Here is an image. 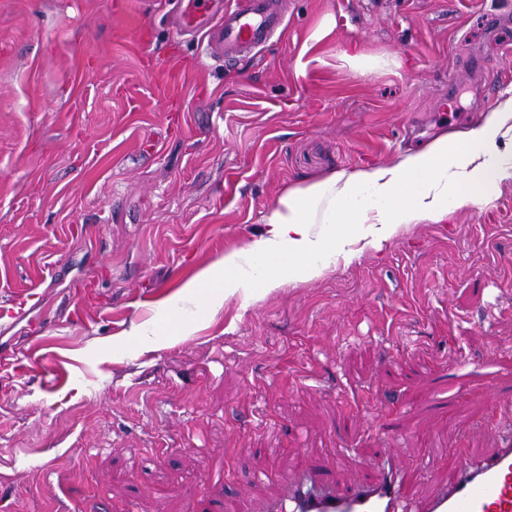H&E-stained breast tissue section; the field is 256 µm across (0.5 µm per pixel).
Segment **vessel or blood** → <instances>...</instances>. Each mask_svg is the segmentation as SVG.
<instances>
[{"label":"vessel or blood","mask_w":512,"mask_h":512,"mask_svg":"<svg viewBox=\"0 0 512 512\" xmlns=\"http://www.w3.org/2000/svg\"><path fill=\"white\" fill-rule=\"evenodd\" d=\"M210 0H181L179 25L203 34L205 50L224 62L237 61L277 36L286 14L278 0H233L221 9L223 21L213 25ZM382 480L339 491L332 482L320 485L305 475L288 482V492L272 500L266 512H512V438L488 455L449 470L446 489L421 503L409 500L393 454L379 463Z\"/></svg>","instance_id":"b4317fda"}]
</instances>
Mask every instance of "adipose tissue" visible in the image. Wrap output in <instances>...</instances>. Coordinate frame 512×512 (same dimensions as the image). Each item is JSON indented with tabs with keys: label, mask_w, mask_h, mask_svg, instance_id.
<instances>
[{
	"label": "adipose tissue",
	"mask_w": 512,
	"mask_h": 512,
	"mask_svg": "<svg viewBox=\"0 0 512 512\" xmlns=\"http://www.w3.org/2000/svg\"><path fill=\"white\" fill-rule=\"evenodd\" d=\"M500 129V122L487 121L460 134L438 136L396 165L342 172L288 190L266 220V235L188 280L186 298L194 311L170 305L169 321L184 325L202 318L246 277L267 289L286 279L317 276L323 268V245L335 241L337 225L374 223L371 240L379 243L397 225L444 221L449 186L479 188L512 175L510 166L492 169L479 161L481 152L493 148ZM320 218L326 225L316 239L311 226Z\"/></svg>",
	"instance_id": "adipose-tissue-1"
}]
</instances>
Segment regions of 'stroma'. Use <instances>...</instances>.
Wrapping results in <instances>:
<instances>
[{
  "label": "stroma",
  "instance_id": "1",
  "mask_svg": "<svg viewBox=\"0 0 512 512\" xmlns=\"http://www.w3.org/2000/svg\"><path fill=\"white\" fill-rule=\"evenodd\" d=\"M168 10L0 0V305L43 294L0 318V512H265L326 462L338 488L375 481L387 449L440 493L512 398V177L318 277L242 286L190 335L158 304L289 189L487 120L463 64L501 69L512 0H288L280 39L233 65ZM155 321L159 349L132 333Z\"/></svg>",
  "mask_w": 512,
  "mask_h": 512
}]
</instances>
